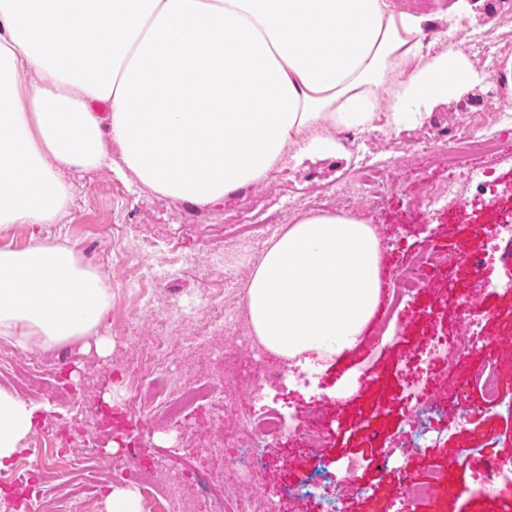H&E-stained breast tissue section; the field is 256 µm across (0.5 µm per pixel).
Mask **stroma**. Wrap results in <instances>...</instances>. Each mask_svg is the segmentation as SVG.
Returning <instances> with one entry per match:
<instances>
[{"label": "stroma", "mask_w": 512, "mask_h": 512, "mask_svg": "<svg viewBox=\"0 0 512 512\" xmlns=\"http://www.w3.org/2000/svg\"><path fill=\"white\" fill-rule=\"evenodd\" d=\"M406 7L430 14L424 34L431 42L432 51L448 47L449 41L442 33L447 25H454L461 37L458 47L478 71L480 81L448 103L437 106L420 126L393 131L391 139L412 141L428 133L452 137L476 124L494 132L493 114L512 112V33L502 31L501 10L488 8L487 0H408ZM473 33L480 34L483 41L501 44L503 51L494 69L484 68L479 57L481 43L468 40ZM390 141L373 138L368 143L370 164L390 171L393 176V187L382 199L355 185V159L340 149L331 156L307 155L300 161L289 162L287 167L273 172L267 181L246 186L244 193L209 207L156 196L134 177H121L106 169L82 173L75 178L76 197L63 223L0 228V247L25 248L35 234L74 246L86 261L98 267L109 287L111 328L116 329L130 319L136 321L139 329L135 337L113 336L112 352L105 358L81 354L76 343L54 348V363L43 367L39 390H27L21 383L7 378L0 380L1 386L15 390L23 399L43 409L35 432L24 443L25 450L51 455V448L44 446L43 441L50 436L56 420L69 413L56 399L54 389L58 375L67 374L70 369L79 371L76 388L86 407H93L110 387L114 388L118 401H125L126 379L140 351L138 338L150 335L152 328L147 316L136 313L132 292L122 286L129 266L151 263L153 244L172 242L193 256L196 264L179 279L155 287V294L161 298L186 297L217 287L225 274L208 264L209 252L224 244V226L217 223V216L235 212L243 194L275 196L281 190L293 188L299 192H318V211L348 214L379 225L386 243L382 266L387 271L406 267L413 256L429 248L490 254L477 267L468 262L459 264L452 280L453 291L470 294L475 306L482 310L480 329L484 339L452 365L438 367L435 377L438 404L452 413L466 409L467 419L447 439L407 444L402 452V464L357 467L340 488L341 512H399L404 504L409 512H512V495L482 499L463 490L471 473L482 470L489 460L512 457V435H505L504 420L484 416L480 391L464 386L476 367L490 361L497 369L502 392L512 394V292L502 290L507 273L512 270V241L492 239L491 229L498 216L489 208L483 192L471 183L463 185L469 213L467 222H457L456 208L447 200H439L430 207L419 205L414 186L421 179L440 178V161L434 155L416 158L409 153L393 152ZM113 224L127 225L131 240L141 243L140 248L127 254L124 265L118 267L102 263L107 229ZM423 275L433 286L417 294L410 307L399 315L397 344L379 348L374 346L370 333H363L347 357L329 363L312 384L269 392L270 405L290 407L309 415L319 398L335 397L337 387L351 380L358 364L367 362L372 366L371 378L355 386L349 401L329 412L328 443L320 452L323 469H316L300 448L292 446L289 436L267 442L265 450L278 460L279 468L260 476L258 483L269 491L272 512H327L325 498L301 497L298 489L318 473L333 479L337 462L347 460L352 452H380L391 444L395 429L408 425L412 410L403 398L395 368L401 360L415 359L429 336L454 329L457 315L444 290L436 286L438 271L427 267ZM478 278L485 280V287H474L473 282ZM260 354L257 343L241 340L221 353L176 351L174 366L178 372H189L191 380L208 378L222 383L227 397L240 399L244 392L236 367L259 358ZM143 422L145 455L177 469L205 467L212 476L214 492H221L224 469L234 453L232 444L243 424L240 411L230 408L224 411L227 446L221 453L204 446H190L187 435L155 415H145ZM435 476L440 482L434 497L410 500L412 486Z\"/></svg>", "instance_id": "1"}]
</instances>
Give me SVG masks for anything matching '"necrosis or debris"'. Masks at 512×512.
<instances>
[{
    "instance_id": "1",
    "label": "necrosis or debris",
    "mask_w": 512,
    "mask_h": 512,
    "mask_svg": "<svg viewBox=\"0 0 512 512\" xmlns=\"http://www.w3.org/2000/svg\"><path fill=\"white\" fill-rule=\"evenodd\" d=\"M495 134H483L480 128L469 129L463 135L445 138L429 136L414 140L413 148L422 155L437 154L449 175L444 182L425 185L421 199L435 203L445 198L456 207H465L466 201L460 190L461 182L456 175L460 167H467L470 181L476 182L490 200L499 197L498 187L487 170L477 167V157L499 152L512 142V113L498 112L494 115ZM306 207L304 199L289 196L283 208H275L268 196L252 198L246 206L238 210L232 218L238 224L237 238L243 239L252 251H261L265 239L279 228L282 212L301 213ZM191 259L172 247L161 249V256L152 265L143 267L138 277L126 279L129 288L141 287L144 281L161 284L173 278L178 272L187 270ZM424 282L417 267L394 272L386 284V316L374 336L375 344L393 340L395 330L392 318L395 313L406 309L414 300ZM141 304L150 309H160L165 324L163 335L144 339L143 350L135 374L128 380V397L125 414L135 420L146 411L152 410L168 422L182 427L188 436L205 445H212V431L224 418V392L222 388L209 383H189L171 371L173 345L208 346L214 337L223 335L228 329L240 326L237 311H225L224 291L211 288L200 296L182 300L172 298L158 302L155 296L143 297ZM460 331L458 334L443 333L429 338L425 349L417 361L400 366L401 388L409 406L421 411L432 407L431 369L434 364H450L456 361L467 347L480 338V312L468 301L460 303ZM204 308L211 309L212 315L205 333L189 334L188 328L196 314ZM320 367L319 359H311L308 365L277 363L264 368L262 373L250 375L253 387V403L244 417L245 426L237 444V453L230 469L224 477L226 490L236 489L243 475H256L274 466L273 459L263 453L266 440L280 436L284 431H293L301 448L317 447L328 431L322 417L305 418L296 416L285 418L281 411L269 408L265 403V391L283 384L290 377L315 376ZM472 386L483 393L487 405L486 412L512 421V398L500 393L495 369L492 363L482 364L470 379ZM108 427L112 424L111 413L95 410L88 419L62 421L52 434L55 461L65 471L80 473L84 482L79 490L70 495V502L97 496L102 488L89 460L94 448V440L87 431L88 425ZM120 464L125 475L140 484L145 492L142 512H194L195 503L202 496H209L210 512H224V499L211 496V481L207 473L195 470H182L172 475L167 490H156L154 474L157 463L145 462L135 444H128ZM41 462L24 460L15 471V480L26 491V512H64L61 499L54 491L48 490L40 474Z\"/></svg>"
}]
</instances>
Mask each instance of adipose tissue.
Returning a JSON list of instances; mask_svg holds the SVG:
<instances>
[{"label": "adipose tissue", "instance_id": "ef3b65f1", "mask_svg": "<svg viewBox=\"0 0 512 512\" xmlns=\"http://www.w3.org/2000/svg\"><path fill=\"white\" fill-rule=\"evenodd\" d=\"M424 16L393 0H0V227L60 223L68 174H133L198 206L266 181L303 140L418 125L477 81L455 49L422 51ZM371 226L308 212L273 236L247 283L270 353L345 357L381 296ZM111 296L73 247L0 248V337L26 350H112ZM38 408L0 387V468Z\"/></svg>", "mask_w": 512, "mask_h": 512}]
</instances>
